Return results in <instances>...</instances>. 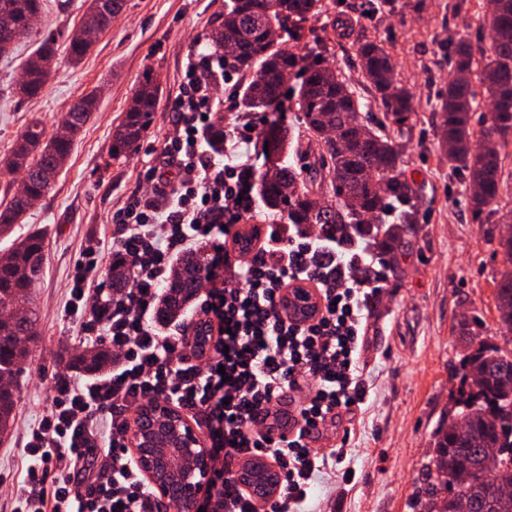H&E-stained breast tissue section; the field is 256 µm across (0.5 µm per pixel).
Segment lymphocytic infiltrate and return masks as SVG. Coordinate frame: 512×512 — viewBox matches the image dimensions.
<instances>
[{"label": "lymphocytic infiltrate", "mask_w": 512, "mask_h": 512, "mask_svg": "<svg viewBox=\"0 0 512 512\" xmlns=\"http://www.w3.org/2000/svg\"><path fill=\"white\" fill-rule=\"evenodd\" d=\"M235 78L211 53L188 60L170 104L177 132L160 147L163 165L145 171L113 215L110 235H89L80 251L63 316L77 327L74 348L107 343L112 369L94 377L54 373L52 395L24 437L28 465L13 490V512H171L128 453L131 417L150 402L171 403L210 443L213 476L201 512H309L318 474L345 461V448L323 454L316 443L367 402L363 357L391 265L330 224L273 223L256 252L231 257V228L256 210L258 134L243 115L220 158L205 149L203 135L217 85ZM203 243L213 255L198 307L216 332L202 354L154 317L176 257ZM117 261L131 273L119 293L103 281ZM296 280L322 301L307 323L280 308ZM290 405L298 414L294 433L270 439L267 418ZM254 456L269 459L280 477L261 505L233 470Z\"/></svg>", "instance_id": "lymphocytic-infiltrate-1"}]
</instances>
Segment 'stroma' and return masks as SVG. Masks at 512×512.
<instances>
[{
	"label": "stroma",
	"mask_w": 512,
	"mask_h": 512,
	"mask_svg": "<svg viewBox=\"0 0 512 512\" xmlns=\"http://www.w3.org/2000/svg\"><path fill=\"white\" fill-rule=\"evenodd\" d=\"M83 0H44L34 30L75 37ZM324 11L305 25L300 55L337 70L361 86L356 41L381 40L395 61L394 79L413 95V109L401 121L371 104L374 121L405 143L402 169L418 175L417 224L404 232L395 250L399 270L375 311L373 344L366 354L370 385L366 410L351 422L346 465L353 481L323 473L317 479L314 512H412L415 482L432 452L431 432L459 386L454 367L462 353L461 324L496 344L512 342L502 330L494 292L504 270L498 250L512 232V144L501 159L499 212L474 214L473 184L455 175L440 146L436 95L449 77L448 49L465 38L486 34L480 19L493 0H323ZM224 0H126L123 11L86 55L71 65L65 53L43 92L22 100L14 88L35 48L17 45L0 58V157L33 119L56 132L66 112L90 92L97 109L76 139L52 190L27 215L24 225L44 231L45 261L31 295L39 311L30 343L32 363L19 374L15 427L0 439V512H12L13 483L23 479L20 451L24 429L36 422L50 394L52 376L67 357L74 334L62 318L80 246L89 233L112 228V214L133 191L150 150L173 136L169 110L187 59L206 49L221 22ZM345 22L334 34L333 21ZM163 94L140 144L127 157L113 159L112 129L144 80Z\"/></svg>",
	"instance_id": "stroma-1"
}]
</instances>
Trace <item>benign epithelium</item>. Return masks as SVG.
Listing matches in <instances>:
<instances>
[{"instance_id": "1", "label": "benign epithelium", "mask_w": 512, "mask_h": 512, "mask_svg": "<svg viewBox=\"0 0 512 512\" xmlns=\"http://www.w3.org/2000/svg\"><path fill=\"white\" fill-rule=\"evenodd\" d=\"M131 449L148 484L164 498L181 502L182 512H197L211 474V451L203 436L170 404H153L135 414ZM245 490L266 500L278 489L271 465L257 457L239 468Z\"/></svg>"}]
</instances>
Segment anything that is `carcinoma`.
<instances>
[{
	"mask_svg": "<svg viewBox=\"0 0 512 512\" xmlns=\"http://www.w3.org/2000/svg\"><path fill=\"white\" fill-rule=\"evenodd\" d=\"M84 18H93L104 32L123 8L124 0H85ZM41 10V0H0V56L11 54L17 43L33 34L31 18ZM322 12L321 0H230L212 34L208 48L224 59V66L248 76L242 105L248 111H266L282 95L288 76L300 65L294 42L302 24ZM489 40H459L448 53L452 77L438 95L441 143L448 163L467 175L476 186L470 197L480 214L497 203L501 184V150L512 135V0H496L485 20ZM276 28L292 45L268 39ZM97 38L71 40L67 58L80 64ZM58 46L54 38L41 40L34 59L16 85L22 98H33L45 87ZM361 74L378 96L385 112L397 118L412 108V96L393 80L395 64L377 39H365L357 48ZM486 88L491 108L483 115L481 135L499 143H478L472 125L473 82ZM161 89L142 82L121 121L112 131L111 152L119 158L133 150L144 136L159 102ZM96 92L86 95L63 118L61 131L46 134L38 120L18 135L10 154L0 157V167L24 172L25 198H11L0 206V237L13 235L27 212L52 189L55 177L69 157L76 137L91 118ZM305 130L320 138L321 151L314 160L300 155L290 166L281 161L288 151V130L273 126L263 136L266 154L257 190L265 206L289 224H334L368 242L385 236L401 238L415 222L416 183L401 168L404 144L361 119L365 108L361 93L334 71L308 65L303 68L297 100ZM328 174L329 203L312 197L308 182ZM400 209L398 223L384 228L374 220L387 207ZM507 270L497 282L496 308L502 325L512 330V236L499 242ZM44 239L39 232L13 240L0 256V377L16 378L28 364L26 342L34 336L37 312L29 288L40 277ZM203 250L182 255L176 277L163 291L156 310L160 322L178 319L196 299L204 271ZM469 353L460 360L461 389L454 411L445 414L432 434L433 452L423 463L413 510L460 512V500L470 499L472 512H512V349L469 336ZM87 371L107 368L111 352L103 345L78 358ZM17 397L14 389L0 385V437L13 425ZM465 422L466 434L456 432ZM500 460L492 480L480 481L473 469L487 454Z\"/></svg>",
	"mask_w": 512,
	"mask_h": 512,
	"instance_id": "1",
	"label": "carcinoma"
}]
</instances>
